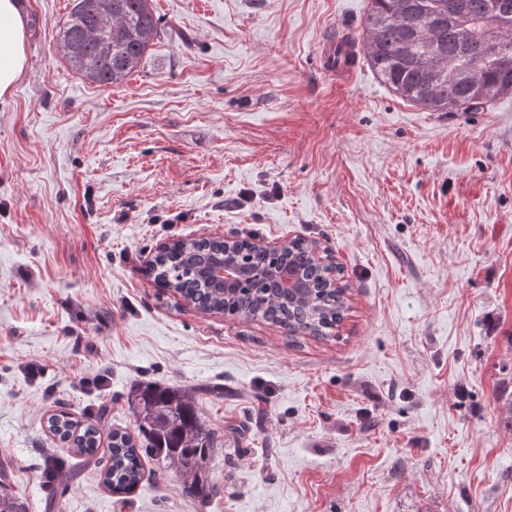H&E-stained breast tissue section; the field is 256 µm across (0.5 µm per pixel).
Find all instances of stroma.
<instances>
[{
	"instance_id": "stroma-1",
	"label": "stroma",
	"mask_w": 512,
	"mask_h": 512,
	"mask_svg": "<svg viewBox=\"0 0 512 512\" xmlns=\"http://www.w3.org/2000/svg\"><path fill=\"white\" fill-rule=\"evenodd\" d=\"M17 2L0 461L24 512H512L496 402L512 368V97L431 112L363 60L338 82L317 54L361 40L369 0H153L160 37L113 87L58 52L72 0ZM224 235L331 254L347 300L335 335L203 314L146 276L163 243ZM142 381L194 391L222 434L216 498L152 462L111 493L49 431L61 409L105 438L133 428Z\"/></svg>"
}]
</instances>
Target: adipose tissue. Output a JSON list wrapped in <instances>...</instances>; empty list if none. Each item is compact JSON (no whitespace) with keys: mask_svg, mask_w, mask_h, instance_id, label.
Segmentation results:
<instances>
[{"mask_svg":"<svg viewBox=\"0 0 512 512\" xmlns=\"http://www.w3.org/2000/svg\"><path fill=\"white\" fill-rule=\"evenodd\" d=\"M25 64L24 21L14 0H0V98L13 93Z\"/></svg>","mask_w":512,"mask_h":512,"instance_id":"1","label":"adipose tissue"}]
</instances>
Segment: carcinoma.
Returning a JSON list of instances; mask_svg holds the SVG:
<instances>
[{
  "label": "carcinoma",
  "instance_id": "obj_1",
  "mask_svg": "<svg viewBox=\"0 0 512 512\" xmlns=\"http://www.w3.org/2000/svg\"><path fill=\"white\" fill-rule=\"evenodd\" d=\"M152 0H73L60 27L58 44L77 73L99 86H117L140 64L160 34ZM361 52L383 82L401 96L435 112H469L512 96V0H370ZM230 250L249 278L224 288L208 276L215 261ZM296 270L304 288L290 294L270 275ZM338 266L318 255L303 239L277 251L254 248L245 239L180 238L157 250L146 268L156 285L179 294L203 313L257 318L285 330L327 338L346 311ZM503 426L512 430V372L497 396ZM136 433L112 430L102 483L126 494L144 476L151 459L183 478L182 492L209 499L219 488L200 479L216 451L215 432L207 428L192 394L148 382L127 398ZM50 431L72 445L82 461L98 463L99 430L79 425L61 411L48 420ZM0 473V512L21 506Z\"/></svg>",
  "mask_w": 512,
  "mask_h": 512
}]
</instances>
